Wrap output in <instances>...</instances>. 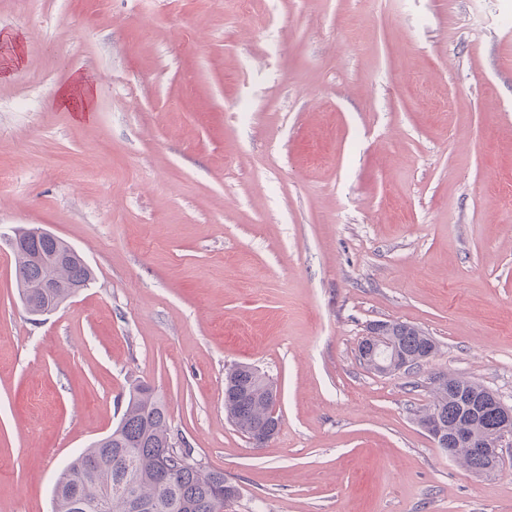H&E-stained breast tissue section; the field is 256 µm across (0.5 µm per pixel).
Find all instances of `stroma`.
<instances>
[{
	"label": "stroma",
	"instance_id": "35a3bbf8",
	"mask_svg": "<svg viewBox=\"0 0 512 512\" xmlns=\"http://www.w3.org/2000/svg\"><path fill=\"white\" fill-rule=\"evenodd\" d=\"M1 169L0 512H53L139 382L233 512H512V442L477 475L419 422L438 373L512 406V0H0ZM31 227L95 273L44 316ZM385 320L436 353L360 364ZM237 364L277 389L259 447ZM92 99L93 91L90 86L80 82L62 89L57 97V102L69 112L87 116L88 112H92ZM58 251L68 253L69 257L60 268L52 271L63 285V288H58L56 306L64 303L83 288H87L95 279L92 267L67 242L51 237L39 240L30 239L26 242L23 250L13 252L18 294L30 315L35 312L31 304L37 294L38 288L36 287L50 272L45 268L33 265L26 256L35 252L50 256ZM373 324V323H372ZM367 329V334L362 342L361 353L363 355L364 362L374 369L384 370L383 373H390L395 371L404 370L409 364L398 361L396 357L392 358L390 362L383 360V356L386 352L384 344L379 341L377 333L369 332L371 325ZM384 351V354H383ZM236 367H241L242 370L239 371ZM236 386L242 389L239 394H227L229 388ZM274 391L276 392L270 379L253 367L236 365L225 374L224 410L230 421L244 435L250 439L257 425L273 413L272 421L261 424L255 430L252 442L258 447L273 437L279 428V419L271 409Z\"/></svg>",
	"mask_w": 512,
	"mask_h": 512
}]
</instances>
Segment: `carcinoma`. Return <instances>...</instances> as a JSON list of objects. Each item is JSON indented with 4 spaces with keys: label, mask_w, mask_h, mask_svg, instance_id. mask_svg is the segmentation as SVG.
<instances>
[{
    "label": "carcinoma",
    "mask_w": 512,
    "mask_h": 512,
    "mask_svg": "<svg viewBox=\"0 0 512 512\" xmlns=\"http://www.w3.org/2000/svg\"><path fill=\"white\" fill-rule=\"evenodd\" d=\"M69 254L66 262L50 272L32 264L27 255ZM18 294L29 314L37 285L48 274L62 283L55 305L70 299L94 281V271L83 256L60 238L31 239L23 250L13 253ZM385 339L401 359H414L425 349L436 350L432 337L399 321L389 322ZM444 384L433 386V401L421 417H434L446 425L458 420L460 399L481 398L489 389L460 376L443 375ZM238 386V394H224L227 417L243 434L250 436L271 414L274 385L253 367L230 368L224 389ZM460 466L481 472L489 462L473 457L468 449L445 448ZM239 496V489L226 482L224 473L194 463L193 450L172 442L169 416L162 396L154 387L140 382L130 392L126 407L112 432L93 441L59 474L53 489L54 512H226Z\"/></svg>",
    "instance_id": "1"
}]
</instances>
